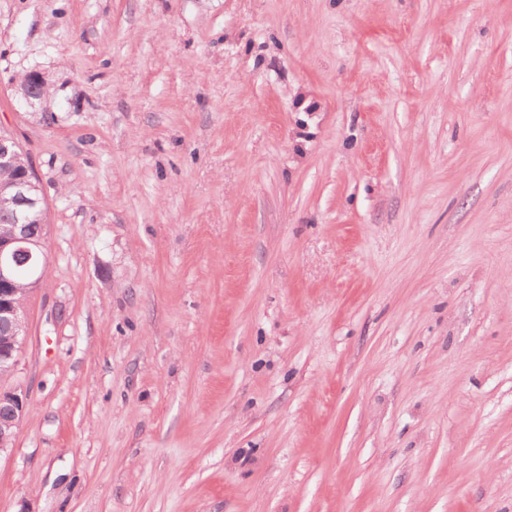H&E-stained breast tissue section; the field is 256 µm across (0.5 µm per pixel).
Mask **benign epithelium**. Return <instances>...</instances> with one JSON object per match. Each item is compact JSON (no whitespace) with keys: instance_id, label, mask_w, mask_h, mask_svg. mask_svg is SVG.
Returning a JSON list of instances; mask_svg holds the SVG:
<instances>
[{"instance_id":"7a95c632","label":"benign epithelium","mask_w":512,"mask_h":512,"mask_svg":"<svg viewBox=\"0 0 512 512\" xmlns=\"http://www.w3.org/2000/svg\"><path fill=\"white\" fill-rule=\"evenodd\" d=\"M47 87V77L39 71H31L16 85V93L32 105L39 100L36 91ZM2 191L10 192L18 206L12 234L7 238L0 237V325L8 330V334L0 338V369L8 374L17 364V354L23 336L27 334L25 305L15 299L18 293L17 270L28 267L29 273L34 276V285L44 278V240H34L26 233L27 224L44 210V196L39 179L31 167L18 171L8 184L0 185ZM4 402L10 404L11 414H0V453L7 450L16 437L15 428L28 403L27 392L21 387L0 391V403Z\"/></svg>"}]
</instances>
